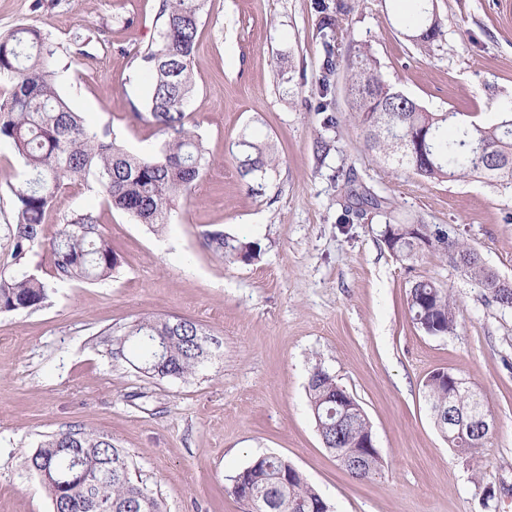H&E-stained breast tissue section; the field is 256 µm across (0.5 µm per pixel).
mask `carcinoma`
<instances>
[{
  "label": "carcinoma",
  "mask_w": 512,
  "mask_h": 512,
  "mask_svg": "<svg viewBox=\"0 0 512 512\" xmlns=\"http://www.w3.org/2000/svg\"><path fill=\"white\" fill-rule=\"evenodd\" d=\"M425 0H410L406 24L423 33L433 21ZM204 0H162L160 42L141 60L153 75L150 118L164 134L149 154H134L107 135H99L70 109L57 84V48L49 35L18 26L0 36V82L10 85L0 97V141L12 145L28 177L10 185L16 221L10 225L11 259L21 265L43 244L47 212L64 186L95 184L113 207L142 224L167 223L172 204L192 189L207 164L201 136L188 126L195 81L191 63L199 41ZM350 110L368 149L381 154L396 170L429 179L477 176L488 182L512 184V111L500 123L485 127L458 119L456 112H428L381 76L369 47H351ZM231 154L244 177L260 179L275 165L268 146L243 134ZM345 213L383 208V201L350 187ZM383 239L400 261L415 262L438 253L450 266L476 281L486 298L512 310V288L499 287L498 274L477 251L461 241L450 224H387ZM205 244L224 262L251 263L261 254L257 241L209 231ZM52 277L59 283L105 281L119 266L110 240L100 232L90 211L72 210L57 225L50 245ZM52 289L27 272L0 273V312L24 313L43 307ZM407 305L413 320L432 336L456 331L460 312L449 289L432 278L410 288ZM100 344L114 360H122L154 379H184L209 362L219 340L197 323L180 317L146 314L118 330L101 333ZM335 377L322 367L308 380V399L319 434L348 456L362 451L371 432L362 407L348 410L336 428ZM429 406L436 412L486 409L481 395L469 386L452 392L449 381L430 375L424 382ZM440 432L462 453L481 447L490 437L480 430L464 437L451 425ZM53 512H162L148 487L132 478L124 449L107 435L66 429L47 436L26 457ZM291 463L275 454L253 459L233 477V493L247 512H331L302 473L286 482Z\"/></svg>",
  "instance_id": "carcinoma-1"
}]
</instances>
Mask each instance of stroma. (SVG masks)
I'll return each mask as SVG.
<instances>
[{
	"label": "stroma",
	"instance_id": "1",
	"mask_svg": "<svg viewBox=\"0 0 512 512\" xmlns=\"http://www.w3.org/2000/svg\"><path fill=\"white\" fill-rule=\"evenodd\" d=\"M160 0H0V33L25 25L56 42L62 97L89 128L133 153L163 139L149 116L141 55L160 40ZM442 34L411 40L403 0H207L192 61L190 121L206 148L197 186L162 230L138 223L86 186L48 211L88 210L121 265L112 279L57 286L47 304L0 312V512H51L26 465L46 435L106 434L163 512H245L232 478L254 458L288 459L332 512H512V311L438 257L409 264L382 240L385 223L455 225L487 266L512 280V187L475 177L430 181L394 172L368 150L350 114L345 58L365 43L384 79L430 112L498 122L512 106V0H429ZM343 33L328 54L321 32ZM97 41L77 57L70 40ZM335 63L327 74V63ZM331 77L338 123L316 107ZM270 144L277 163L246 181L229 148L240 135ZM19 157L0 143V260L15 221ZM385 201L350 226L336 219L348 182ZM259 241L252 263L224 264L206 231ZM449 288L460 324L427 335L407 294L421 278ZM190 319L222 346L188 379L153 380L96 346L97 333L144 315ZM327 369L365 411L384 466L358 480L324 447L307 383ZM445 369L481 391L497 427L463 455L434 424L423 384ZM492 492L484 500V492Z\"/></svg>",
	"mask_w": 512,
	"mask_h": 512
}]
</instances>
